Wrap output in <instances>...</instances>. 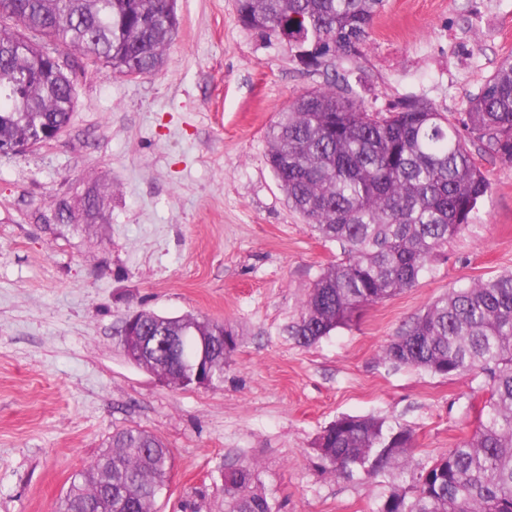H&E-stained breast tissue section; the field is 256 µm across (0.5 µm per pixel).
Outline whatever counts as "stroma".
<instances>
[{
    "label": "stroma",
    "mask_w": 512,
    "mask_h": 512,
    "mask_svg": "<svg viewBox=\"0 0 512 512\" xmlns=\"http://www.w3.org/2000/svg\"><path fill=\"white\" fill-rule=\"evenodd\" d=\"M176 8L162 71L84 63L65 131L0 157V512H53L128 425L173 452L156 512H224V470L243 462L279 512H376L408 476H336L315 440L375 417L412 429L426 464L472 434L475 381L382 349L450 289L512 271V166L475 152L492 192L445 261L303 347L289 327L340 251L289 209L266 132L333 75L367 109L419 96L456 116L512 57V0H386L360 57L316 69L244 27L235 0ZM135 309L233 326L222 381L176 388L130 362L117 331Z\"/></svg>",
    "instance_id": "35a3bbf8"
}]
</instances>
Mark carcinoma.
Instances as JSON below:
<instances>
[{"label":"carcinoma","mask_w":512,"mask_h":512,"mask_svg":"<svg viewBox=\"0 0 512 512\" xmlns=\"http://www.w3.org/2000/svg\"><path fill=\"white\" fill-rule=\"evenodd\" d=\"M177 0H0V139L28 142L64 130L75 87L56 63L101 62L124 76L165 64L180 19ZM384 0H237L243 26L285 44L319 67L356 57ZM58 46L51 53L36 42ZM268 163L288 199L341 258L313 283L291 333L310 346L358 321L364 311L413 287L443 256L448 240L477 217L491 192L470 143L512 165V58L504 59L454 121L422 98L373 112L328 82L299 96L267 132ZM131 346L176 388L214 384L237 348L222 322L146 317ZM194 336L224 350L223 361L176 368L167 344ZM384 359L457 377L477 371L487 394L472 435L432 464L413 462V433L372 417L343 416L314 446L338 475L402 470L409 487L376 512H512V273L453 289L385 346ZM170 448L136 426L117 429L88 468L71 478L55 512H154L169 486ZM255 468L224 469L225 512H279L252 490Z\"/></svg>","instance_id":"cac0c4a2"}]
</instances>
